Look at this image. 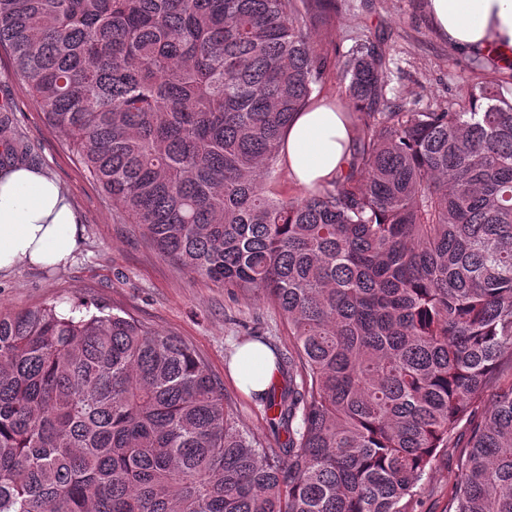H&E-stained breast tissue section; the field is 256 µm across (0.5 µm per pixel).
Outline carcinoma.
Returning <instances> with one entry per match:
<instances>
[{
	"label": "carcinoma",
	"mask_w": 512,
	"mask_h": 512,
	"mask_svg": "<svg viewBox=\"0 0 512 512\" xmlns=\"http://www.w3.org/2000/svg\"><path fill=\"white\" fill-rule=\"evenodd\" d=\"M330 0H0L48 127L165 256L266 298L263 443L181 337L81 302L0 310V512H512V87L389 97L387 40L329 65ZM349 169L292 196L284 133L319 100ZM464 448H452L441 453L432 471L422 481L417 497V512H446L448 496L455 480L457 453Z\"/></svg>",
	"instance_id": "carcinoma-1"
}]
</instances>
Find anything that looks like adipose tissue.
Instances as JSON below:
<instances>
[{"label": "adipose tissue", "instance_id": "adipose-tissue-1", "mask_svg": "<svg viewBox=\"0 0 512 512\" xmlns=\"http://www.w3.org/2000/svg\"><path fill=\"white\" fill-rule=\"evenodd\" d=\"M429 11L451 45L512 70V0H429ZM354 149L352 127L324 101L298 112L285 133L290 177L307 190L344 173ZM80 240L77 214L56 180L24 163L0 172V275L21 266H65ZM229 369L245 394L262 393L276 372L275 356L249 342Z\"/></svg>", "mask_w": 512, "mask_h": 512}]
</instances>
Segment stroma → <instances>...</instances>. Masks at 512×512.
Masks as SVG:
<instances>
[{"mask_svg":"<svg viewBox=\"0 0 512 512\" xmlns=\"http://www.w3.org/2000/svg\"><path fill=\"white\" fill-rule=\"evenodd\" d=\"M332 25H317L327 48L346 53L361 40L385 35L393 71L391 92L420 109L467 94L472 55L452 47L435 29L426 0H335ZM14 116L11 145L20 160L41 167L69 193L80 221L82 243L63 269L20 267L0 277V308L56 306L95 298L157 330L187 341L224 387V402L236 423L273 442L260 400L231 380L227 358L253 335L281 351L292 347L288 325L271 302L246 299L161 255L138 225L119 219L111 198L90 178L76 156L52 132L43 108L12 75L0 50V112ZM456 451L441 454L422 482L416 512H446L455 480Z\"/></svg>","mask_w":512,"mask_h":512,"instance_id":"obj_1","label":"stroma"}]
</instances>
